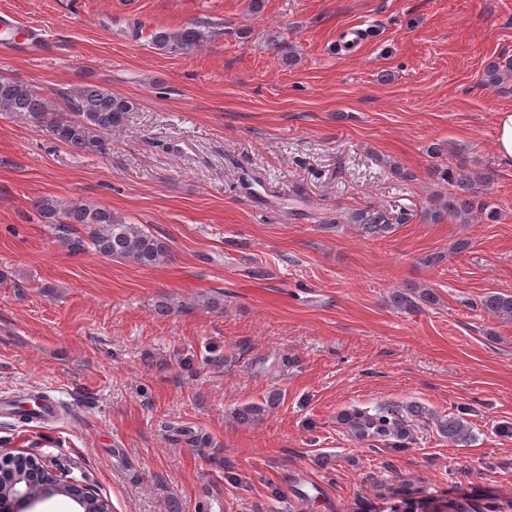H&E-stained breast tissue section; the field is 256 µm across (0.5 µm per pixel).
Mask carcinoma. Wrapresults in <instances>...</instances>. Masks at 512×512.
<instances>
[{
    "instance_id": "cac0c4a2",
    "label": "carcinoma",
    "mask_w": 512,
    "mask_h": 512,
    "mask_svg": "<svg viewBox=\"0 0 512 512\" xmlns=\"http://www.w3.org/2000/svg\"><path fill=\"white\" fill-rule=\"evenodd\" d=\"M208 31L196 24L177 30L159 28L151 34V43L159 51L191 54L208 41ZM486 85L504 88L512 83V59L489 63L482 75ZM62 103L47 98L35 87L16 79L0 77V115L16 116L31 128L42 132L75 153L106 151V135L127 121V115L136 108L135 102L122 94L94 83L81 84L59 94ZM433 164L431 174L448 185V196L438 197L415 214L405 208L393 214L384 207L366 205L351 212H338L336 218L324 221L326 225L356 224L366 237H382L396 224H405L414 216L426 224H470L480 217L494 222L498 217L496 204L487 199L485 187L491 181L485 169H475L467 161L448 165L438 162L445 153L440 143L428 148ZM32 209L40 223L48 225L55 238L77 256L93 250L107 259H118L133 264L157 267L171 260L168 242L139 224H131L112 213V209L91 206L77 199L61 200L41 196L34 200ZM480 309L505 322H512V294L490 292L479 300ZM278 398L271 395L261 404H246L233 412V418L242 424L261 420L274 407ZM347 424L359 440L392 438L402 441L404 427L395 410L381 406L374 411L355 410ZM438 430L454 446H465L471 440L461 418L450 416L437 423ZM22 479L36 496L50 492L55 496L72 498L81 512H109V504L97 494L80 495L67 484L68 474H56L46 467L31 462V456H13L0 466V512H8L15 491V480ZM388 495L398 498L404 512H421L424 500L409 490L389 486Z\"/></svg>"
}]
</instances>
